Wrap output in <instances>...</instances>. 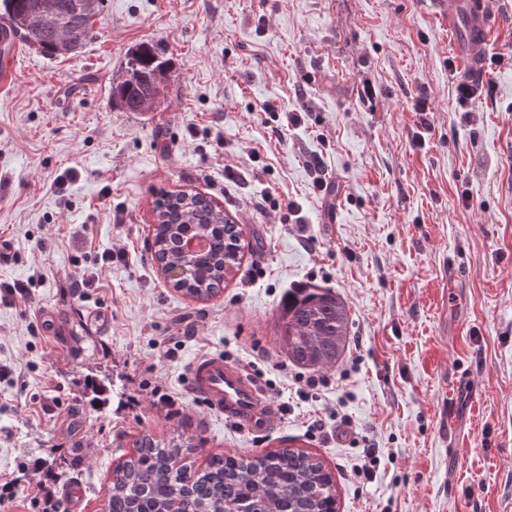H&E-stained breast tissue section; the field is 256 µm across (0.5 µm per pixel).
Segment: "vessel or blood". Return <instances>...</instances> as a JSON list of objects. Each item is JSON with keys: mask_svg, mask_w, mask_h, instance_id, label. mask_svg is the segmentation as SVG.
<instances>
[{"mask_svg": "<svg viewBox=\"0 0 512 512\" xmlns=\"http://www.w3.org/2000/svg\"><path fill=\"white\" fill-rule=\"evenodd\" d=\"M448 32L465 39L457 48L459 71L477 77L485 50L497 27L492 0H446ZM190 394L204 402L210 412L252 434H263L279 420L275 405L256 379L239 364L221 355L194 359L188 372Z\"/></svg>", "mask_w": 512, "mask_h": 512, "instance_id": "b4317fda", "label": "vessel or blood"}]
</instances>
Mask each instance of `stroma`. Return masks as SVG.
<instances>
[{
	"label": "stroma",
	"instance_id": "stroma-1",
	"mask_svg": "<svg viewBox=\"0 0 512 512\" xmlns=\"http://www.w3.org/2000/svg\"><path fill=\"white\" fill-rule=\"evenodd\" d=\"M497 15L492 92L472 113L434 0H102L76 53L15 39L0 283L26 291L0 296V483L13 484L0 512H66L70 482L85 488L79 512H102L136 441L180 434L196 469L306 451L332 471L338 512H512V0ZM144 41L166 47L172 76L139 115L113 101L112 77ZM162 189L207 195L243 229L241 265L210 300L172 288L152 257ZM119 249L125 261L100 263ZM85 275L93 286L76 287ZM307 281L351 319L314 398L276 336L284 294ZM212 354L277 404L270 432L189 394L190 362ZM370 448L368 482L353 466Z\"/></svg>",
	"mask_w": 512,
	"mask_h": 512
}]
</instances>
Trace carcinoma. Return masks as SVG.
I'll list each match as a JSON object with an SVG mask.
<instances>
[{
	"mask_svg": "<svg viewBox=\"0 0 512 512\" xmlns=\"http://www.w3.org/2000/svg\"><path fill=\"white\" fill-rule=\"evenodd\" d=\"M41 0H0V31L21 34L39 52L62 55L60 36L82 47L99 9L84 0H53L52 18H40ZM169 79L166 50L143 42L126 56L112 80V99L130 112H147L164 96ZM153 258L161 269H182L172 287L201 301L221 293L225 277L240 265L242 229L212 199L183 190L154 201ZM208 249L188 256L189 239ZM350 328L345 302L331 288L305 282L288 289L277 319V338L288 359L304 367L336 363V341ZM104 512H336V484L322 462L282 448L261 456L214 454L189 471L183 444L144 438L136 454L111 472Z\"/></svg>",
	"mask_w": 512,
	"mask_h": 512,
	"instance_id": "obj_1",
	"label": "carcinoma"
}]
</instances>
